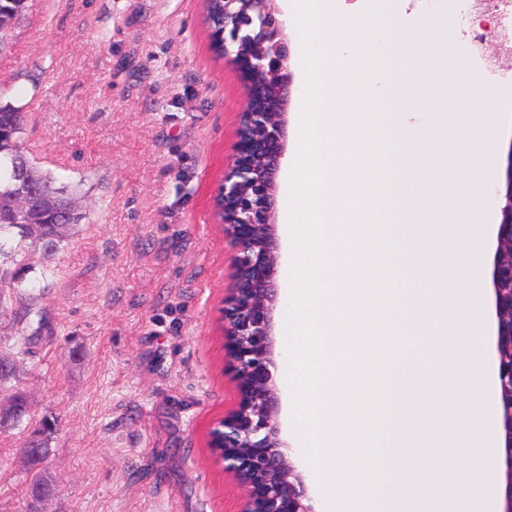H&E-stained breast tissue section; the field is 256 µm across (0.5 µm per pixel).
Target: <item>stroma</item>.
I'll list each match as a JSON object with an SVG mask.
<instances>
[{
    "mask_svg": "<svg viewBox=\"0 0 512 512\" xmlns=\"http://www.w3.org/2000/svg\"><path fill=\"white\" fill-rule=\"evenodd\" d=\"M201 0H28L0 49V100L24 115L36 166L77 198L81 224L53 255L26 241V287L47 323L19 372L33 422L53 428L46 512H238L212 432L238 401L223 332L233 237L214 198L246 105L240 71L211 44ZM474 99L512 148V89ZM288 166L277 175L275 379L281 437L312 505L322 498L294 445L281 324L293 259ZM395 377L426 397L420 336L402 326ZM27 426L0 433V512H22Z\"/></svg>",
    "mask_w": 512,
    "mask_h": 512,
    "instance_id": "1",
    "label": "stroma"
}]
</instances>
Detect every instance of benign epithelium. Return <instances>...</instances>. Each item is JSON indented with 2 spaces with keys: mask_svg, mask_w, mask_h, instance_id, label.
<instances>
[{
  "mask_svg": "<svg viewBox=\"0 0 512 512\" xmlns=\"http://www.w3.org/2000/svg\"><path fill=\"white\" fill-rule=\"evenodd\" d=\"M273 0H224L214 15L224 60L247 82L237 153L217 196L222 223L236 242L235 288L224 323L240 399L218 431L224 471L245 494L239 512H315L291 451L280 436L273 369V312L277 295L276 173L285 152L292 72L286 21ZM33 210L58 213V204L23 187L14 197L15 223L29 234Z\"/></svg>",
  "mask_w": 512,
  "mask_h": 512,
  "instance_id": "7a95c632",
  "label": "benign epithelium"
}]
</instances>
